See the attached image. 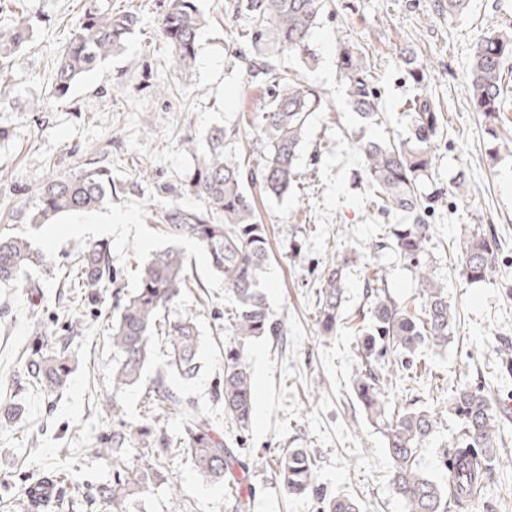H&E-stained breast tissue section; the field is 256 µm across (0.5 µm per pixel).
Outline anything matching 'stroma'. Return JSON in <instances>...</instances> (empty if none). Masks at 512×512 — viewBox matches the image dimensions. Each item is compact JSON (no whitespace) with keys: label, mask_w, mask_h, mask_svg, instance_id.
I'll return each instance as SVG.
<instances>
[{"label":"stroma","mask_w":512,"mask_h":512,"mask_svg":"<svg viewBox=\"0 0 512 512\" xmlns=\"http://www.w3.org/2000/svg\"><path fill=\"white\" fill-rule=\"evenodd\" d=\"M87 2L0 0V13L29 28L27 42L9 58L13 87L0 94V230L30 235L52 262L50 269L32 272L30 287H0V396L9 395L20 408L15 420L0 421V512H31L27 488L47 476L66 488L55 512H112L96 494L112 470L94 450L112 422L111 409L100 399L112 393L108 317L115 291L105 289L91 305L69 286L75 241L108 243L129 289L152 252L175 245L186 254L191 278L171 311L194 317L202 337L201 368L177 386L250 463L244 490L249 512H317L315 500L287 496L276 481L272 463L284 448L315 455L317 482L327 493L356 500L363 512H402L390 490L383 437L361 411L351 378L360 365L357 331L369 308L368 277L385 275L392 296L410 309L418 290L414 273L393 248L375 246L396 218L377 209L369 184L357 178L362 159L356 140L409 135L416 115L408 102L419 90L442 108L422 191L439 189L443 196L427 213L432 239L423 262L433 279L447 284L456 322L446 349L421 348L419 381L398 378L388 394L402 404L421 400L436 413L438 433L420 460L434 477L442 475V445L458 430L448 396L459 385L488 390L504 425L498 452L512 457V361L502 352L512 342V141L491 142L470 106L468 88L472 50L490 28L512 25V0H470L455 17L439 0H329L311 37L315 64L288 52L277 59L281 72L298 74L323 92L325 109L311 118L294 191L257 197L269 238L265 294L284 332L256 339L248 349L255 406L245 431L213 396L229 340L224 315L234 306L232 295L194 241L171 240L160 214L173 206H204L181 190L197 164L184 138L203 140L214 125L241 127L243 113L261 111L266 102V86L236 59L247 48L240 36L247 20L225 12V0H204L209 22L193 68L181 74L169 70L159 36L165 0H97L116 11H136L140 26L119 53L76 84L69 100L57 102L48 75ZM342 37L370 60L379 95L375 120L353 111L337 68L327 64ZM410 57L424 71L422 83L408 73ZM90 162L111 169L118 188L111 202L31 226L33 187ZM460 178L468 188L464 196L454 190ZM481 224L494 225L502 244L493 279L470 284L455 268V249L464 232ZM293 239L302 245L300 254L288 250ZM337 254L356 261L347 269L338 333L324 337L316 325L319 273ZM70 315L81 324L69 337L63 324ZM37 338L50 345L67 340L75 359L66 388L53 397L16 380ZM171 485L190 500L193 512H235L223 486L203 481L184 455L174 462L167 485L151 487L137 512H169Z\"/></svg>","instance_id":"1"}]
</instances>
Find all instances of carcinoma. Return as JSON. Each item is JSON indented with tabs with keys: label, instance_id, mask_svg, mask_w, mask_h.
I'll return each instance as SVG.
<instances>
[{
	"label": "carcinoma",
	"instance_id": "1",
	"mask_svg": "<svg viewBox=\"0 0 512 512\" xmlns=\"http://www.w3.org/2000/svg\"><path fill=\"white\" fill-rule=\"evenodd\" d=\"M200 0H167L159 19L160 37L166 44L171 68L183 72L192 67L200 32L206 25ZM327 0H234L228 9L246 15L244 37L248 53L241 56L251 77L266 84L270 99L252 115L247 126L258 128L252 144V166H243L228 146L240 129L221 126L208 130L205 144L184 139L186 148L199 154V162L187 180L189 192L205 203L202 210L172 207L164 211L167 234L174 240L192 239L207 254L212 271L224 280L236 307L226 327L233 341L224 348L223 374L218 395L224 412L240 428L248 427L253 412V382L246 363L249 343L263 336H279L283 323L273 319L264 293L268 262L266 225L256 216L254 195L247 185L280 198L298 184L297 161L312 115L323 111V94L300 77L277 72V57L283 53L314 60L310 36L320 21ZM140 18L132 10L88 6L78 17L67 43L53 63L49 76L52 96L65 98L87 72L118 53L132 35ZM24 24L0 23V50L8 55L24 39ZM337 68L346 87L349 104L363 118L378 115V97L373 71L365 53L349 40L337 42ZM512 61V27H494L474 47L469 69L470 104L480 113L488 137L500 139V113L508 109L512 88L506 82ZM417 113L415 132L386 142L364 140L359 177L370 184L376 207L400 212L409 223L395 224L388 238L403 260L414 268L421 310L401 308L383 287L384 278L373 276L366 283L372 326L358 340L363 367L354 373L352 388L367 419L384 438L392 463L390 486L405 512H448L450 504L476 509L490 473L486 458L502 438L494 407L485 389L459 385L448 397V412L459 422L452 439L453 458L437 479L419 465L418 456L438 428L436 415L423 407L399 409L390 405L388 389L397 367L411 369L419 348L425 344L448 346L455 314L448 304L447 286L434 280L421 266L420 258L430 241L421 186L431 170L429 142L439 123L440 105L417 94L411 99ZM112 199V175L106 168L83 169L37 185L27 214L33 225L52 224L65 213L90 212ZM500 240L493 226L479 227L463 235L457 252L460 275L469 282L492 279ZM70 255L84 290V299L96 301L102 291L118 285L109 247L99 243L74 242ZM49 259L33 249L23 234L0 235V285L17 288L29 281L32 271L48 267ZM348 255L335 256L320 274L317 324L320 333L331 336L340 322L346 289ZM188 270L182 253L171 247L153 254L140 268L139 285L122 299L111 319L112 429L97 439L96 457L112 465V481L99 487L100 500L116 512L131 506L148 489L164 483L177 453L188 454L196 471L208 482L221 484L246 512L242 500L243 467L238 454L224 447V438L211 416L191 397L174 388L168 377L183 380L200 370L201 337L193 318H170L166 310L187 286ZM168 349L164 367L145 387L143 414L139 422L128 421L120 396L138 386L153 362L156 337ZM69 346L52 347L37 342L28 350L20 380L55 396L66 387L72 372ZM163 410L176 416L183 437L173 440L160 425ZM275 477L292 497H305L315 490L316 463L305 448H289L275 460ZM321 512H361L349 498H323Z\"/></svg>",
	"mask_w": 512,
	"mask_h": 512
}]
</instances>
